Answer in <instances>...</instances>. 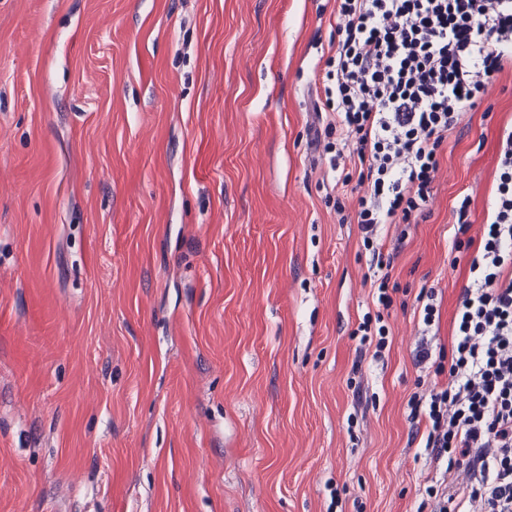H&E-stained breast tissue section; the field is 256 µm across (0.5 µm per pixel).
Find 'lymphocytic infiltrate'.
Returning a JSON list of instances; mask_svg holds the SVG:
<instances>
[{
	"label": "lymphocytic infiltrate",
	"mask_w": 512,
	"mask_h": 512,
	"mask_svg": "<svg viewBox=\"0 0 512 512\" xmlns=\"http://www.w3.org/2000/svg\"><path fill=\"white\" fill-rule=\"evenodd\" d=\"M327 57L325 128L331 192L352 187L365 248L421 215L442 146L495 74L512 70V0H336ZM454 249L470 250L458 295L447 383L413 395L408 418L435 477V512H512V130L500 135L497 176L480 238L471 198L455 205Z\"/></svg>",
	"instance_id": "1"
}]
</instances>
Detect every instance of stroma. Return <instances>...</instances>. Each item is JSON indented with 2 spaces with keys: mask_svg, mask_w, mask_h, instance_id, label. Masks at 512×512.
<instances>
[{
  "mask_svg": "<svg viewBox=\"0 0 512 512\" xmlns=\"http://www.w3.org/2000/svg\"><path fill=\"white\" fill-rule=\"evenodd\" d=\"M336 0H0V512H432L420 289L450 344L512 72L373 297L316 142ZM389 330L358 359L366 313ZM416 312L419 315V321L425 328H429L435 322L438 314L437 294L434 288H423L416 296Z\"/></svg>",
  "mask_w": 512,
  "mask_h": 512,
  "instance_id": "35a3bbf8",
  "label": "stroma"
}]
</instances>
